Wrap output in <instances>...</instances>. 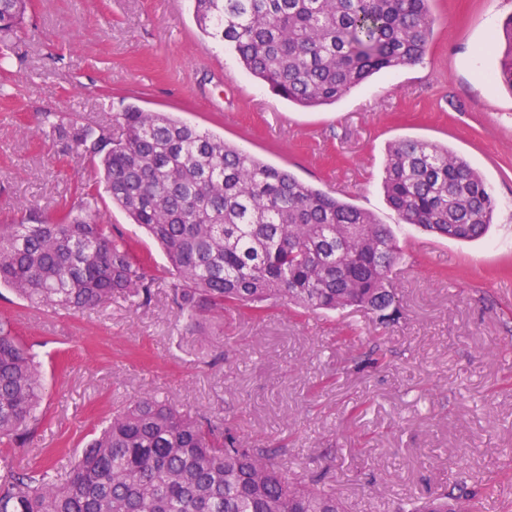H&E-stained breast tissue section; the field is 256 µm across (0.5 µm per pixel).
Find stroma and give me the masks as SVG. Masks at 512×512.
<instances>
[{"mask_svg": "<svg viewBox=\"0 0 512 512\" xmlns=\"http://www.w3.org/2000/svg\"><path fill=\"white\" fill-rule=\"evenodd\" d=\"M423 63L374 75L336 104L296 107L205 36L192 0H31L0 59V225L52 217L94 176L44 137L45 114L115 128L131 104L170 112L301 181L373 212L402 249L393 320L359 308L261 316L215 312L188 326L161 249L110 200L106 218L150 255L152 302L84 313L31 306L0 288L42 364L43 424L28 456L68 466L113 409L150 393L275 448L295 481L321 478L346 512H395L448 484L491 479L479 512H512V91L490 42L512 0H433ZM464 157L499 207L485 237L439 238L399 223L382 190L389 142Z\"/></svg>", "mask_w": 512, "mask_h": 512, "instance_id": "obj_1", "label": "stroma"}]
</instances>
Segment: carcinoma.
<instances>
[{
    "label": "carcinoma",
    "instance_id": "cac0c4a2",
    "mask_svg": "<svg viewBox=\"0 0 512 512\" xmlns=\"http://www.w3.org/2000/svg\"><path fill=\"white\" fill-rule=\"evenodd\" d=\"M433 0H194L198 27L236 53L271 92L302 108L333 105L372 75L424 58ZM28 0H0V56L24 32ZM496 78L512 91V14L503 19ZM109 129L42 132L96 161L54 220L0 225V287L37 307L79 312L122 298L150 302L145 259L103 216L108 196L168 263L170 297L189 324L216 309L260 311L276 300L307 311L397 309L389 274L402 258L387 224L217 135L131 106ZM383 191L403 224L469 241L496 199L467 160L436 143L387 148ZM41 364L0 322V445L25 448L41 424ZM230 429L146 395L113 411L65 476L0 456V512H345L339 498L295 484ZM496 486L455 483L398 512H464Z\"/></svg>",
    "mask_w": 512,
    "mask_h": 512
}]
</instances>
